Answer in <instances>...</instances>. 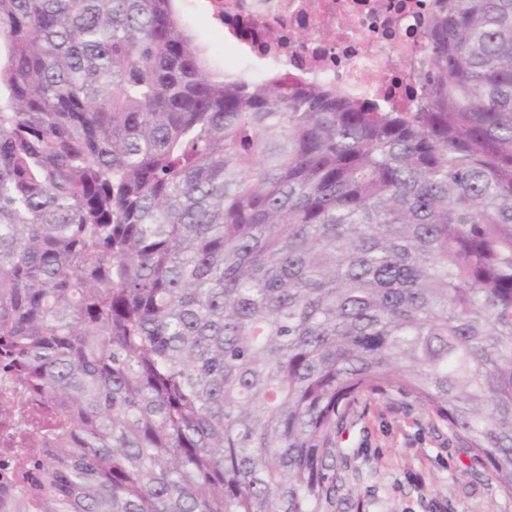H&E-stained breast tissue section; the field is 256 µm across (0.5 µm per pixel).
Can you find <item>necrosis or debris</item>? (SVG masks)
I'll return each instance as SVG.
<instances>
[{"instance_id":"1","label":"necrosis or debris","mask_w":512,"mask_h":512,"mask_svg":"<svg viewBox=\"0 0 512 512\" xmlns=\"http://www.w3.org/2000/svg\"><path fill=\"white\" fill-rule=\"evenodd\" d=\"M235 56L226 71L279 70L387 112L410 106L428 59L425 25L433 0H211Z\"/></svg>"}]
</instances>
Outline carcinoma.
<instances>
[{"mask_svg": "<svg viewBox=\"0 0 512 512\" xmlns=\"http://www.w3.org/2000/svg\"><path fill=\"white\" fill-rule=\"evenodd\" d=\"M436 2L374 112L173 0H0V512H328L387 392L512 498V0Z\"/></svg>", "mask_w": 512, "mask_h": 512, "instance_id": "1", "label": "carcinoma"}]
</instances>
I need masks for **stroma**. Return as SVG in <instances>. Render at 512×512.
Returning <instances> with one entry per match:
<instances>
[{
	"label": "stroma",
	"mask_w": 512,
	"mask_h": 512,
	"mask_svg": "<svg viewBox=\"0 0 512 512\" xmlns=\"http://www.w3.org/2000/svg\"><path fill=\"white\" fill-rule=\"evenodd\" d=\"M208 71L224 69V29L207 0H176ZM342 487L332 512H512L486 467L410 396H366L339 440Z\"/></svg>",
	"instance_id": "1"
}]
</instances>
